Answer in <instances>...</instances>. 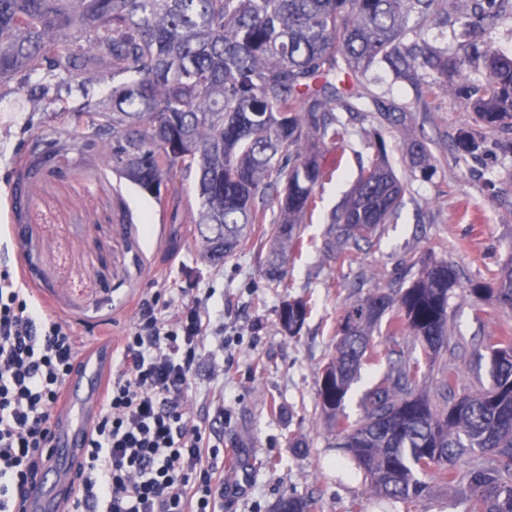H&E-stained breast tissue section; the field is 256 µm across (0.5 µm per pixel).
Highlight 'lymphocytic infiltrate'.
I'll return each instance as SVG.
<instances>
[{"instance_id":"lymphocytic-infiltrate-1","label":"lymphocytic infiltrate","mask_w":512,"mask_h":512,"mask_svg":"<svg viewBox=\"0 0 512 512\" xmlns=\"http://www.w3.org/2000/svg\"><path fill=\"white\" fill-rule=\"evenodd\" d=\"M211 320L206 299L141 302L79 462L63 512H218L224 454L191 423L184 395ZM78 324L62 320L10 270L0 271V512H25L24 488L43 460L62 389L82 357Z\"/></svg>"}]
</instances>
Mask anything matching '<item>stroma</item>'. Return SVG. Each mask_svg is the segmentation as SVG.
Returning <instances> with one entry per match:
<instances>
[{
    "label": "stroma",
    "instance_id": "1",
    "mask_svg": "<svg viewBox=\"0 0 512 512\" xmlns=\"http://www.w3.org/2000/svg\"><path fill=\"white\" fill-rule=\"evenodd\" d=\"M364 82L385 104L405 106L406 115L388 124L373 112L361 119L340 113L351 131L335 148L340 170L299 225L303 250L283 259L277 287L264 277L267 225H255L224 262L204 257L193 180L184 174H174L157 201L106 166L97 147L59 152L38 175L23 178L21 161L34 143L51 140L69 119L35 87L18 94L0 89V269H24L27 287L83 325L88 346L107 320L113 339L125 336L137 319V300L158 289H178L188 304L209 295L211 323L223 325L224 336L205 340L185 404L190 421L213 426L239 456V467L224 470V512H275L292 493L315 499V512H406L401 503L374 497L350 454L335 447L317 390L343 311L374 287L409 285L410 256L453 263L462 283L448 306L462 342L448 359L458 376L456 395L490 385L489 340L512 336V308L465 290L474 283L496 287L512 266V157L497 149L499 133L486 132L482 159L463 160L455 139L474 126L466 100L445 90L404 95L382 70L369 71ZM378 137L405 184L399 218L383 225L374 246L353 248L352 262L332 260L325 247L330 215ZM415 138L431 149L425 174L413 170L407 153ZM19 184L29 198L20 212ZM288 300L309 309L296 336L279 323Z\"/></svg>",
    "mask_w": 512,
    "mask_h": 512
}]
</instances>
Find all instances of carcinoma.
I'll return each mask as SVG.
<instances>
[{
    "mask_svg": "<svg viewBox=\"0 0 512 512\" xmlns=\"http://www.w3.org/2000/svg\"><path fill=\"white\" fill-rule=\"evenodd\" d=\"M512 18V0H0V87L26 88L35 74L57 89L52 104L71 125L54 131L59 150L102 145L113 170L155 200L180 171L194 176L197 230L205 256L222 262L272 205L271 251L265 275L282 282L280 259L300 245L297 225L317 188L339 170L331 148L349 136L336 113L366 111L389 123L404 112H382L379 97L360 90L375 67L430 92L444 87L469 101L477 127L458 135L463 159L486 152L484 131H497L512 155V54L483 35ZM453 26L448 46L427 35ZM485 72L471 79L463 72ZM84 87L112 80V104L86 99L75 110L61 94L69 80ZM331 215V254L351 260L348 246L369 242L392 224L405 191L387 162L384 141ZM421 172L431 168L427 144L409 146ZM419 266L405 288H373L345 310L335 354L318 389V407L342 438L371 490L410 510L428 496V480L464 485L463 512H512V356H491L489 387L448 400L454 373L442 372L437 399L419 392L425 368L448 349L453 330L448 300L459 287L453 265ZM496 300L512 307V268ZM307 316L301 301L283 304L279 320L297 335ZM392 333H409L422 358L399 361L364 393L359 419L343 412L361 366L391 358L374 344L382 319ZM468 459L467 469L458 464ZM312 499L282 497L276 512H313Z\"/></svg>",
    "mask_w": 512,
    "mask_h": 512,
    "instance_id": "obj_1",
    "label": "carcinoma"
}]
</instances>
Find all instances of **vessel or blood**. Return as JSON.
Wrapping results in <instances>:
<instances>
[{"mask_svg": "<svg viewBox=\"0 0 512 512\" xmlns=\"http://www.w3.org/2000/svg\"><path fill=\"white\" fill-rule=\"evenodd\" d=\"M103 398L99 364L86 362L63 389L66 412L53 428L51 446L42 469L26 491L28 512H61L73 495L71 472L87 445L88 421Z\"/></svg>", "mask_w": 512, "mask_h": 512, "instance_id": "vessel-or-blood-1", "label": "vessel or blood"}]
</instances>
